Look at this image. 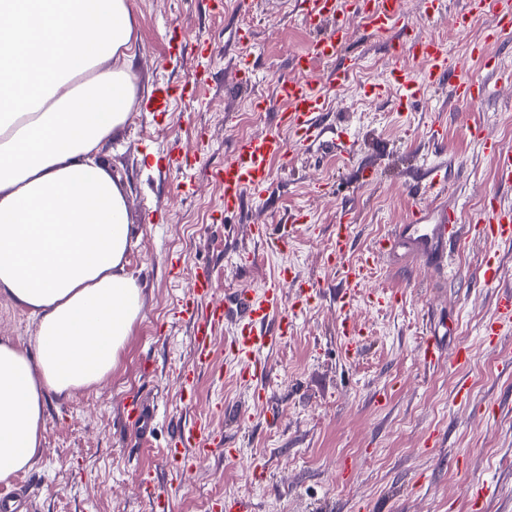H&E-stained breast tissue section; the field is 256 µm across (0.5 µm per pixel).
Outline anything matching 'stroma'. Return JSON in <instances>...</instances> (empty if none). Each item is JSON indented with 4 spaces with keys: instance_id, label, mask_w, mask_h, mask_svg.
I'll return each mask as SVG.
<instances>
[{
    "instance_id": "stroma-1",
    "label": "stroma",
    "mask_w": 512,
    "mask_h": 512,
    "mask_svg": "<svg viewBox=\"0 0 512 512\" xmlns=\"http://www.w3.org/2000/svg\"><path fill=\"white\" fill-rule=\"evenodd\" d=\"M223 2L215 12L207 0H130L137 100L103 161L128 196L135 244L126 271L143 288V310L103 383L48 396L40 455L21 473L31 512H153L155 490L172 499L174 512H212L227 497L250 501L254 512H366L370 504L377 512H512V371L505 367L512 328L493 343L483 334L499 295L512 291V242L464 234L441 276L381 255L349 307L337 297L345 270L420 201L424 165L447 170L448 204L463 224L483 220L491 200L512 209V186L498 182L496 158L484 147L493 140L512 148V86L496 85L484 66L489 56L512 68V38L487 47L484 58L472 56V42L495 15L486 12L463 31L456 24L461 0H447L423 31L446 43L460 72L493 84V94L472 109L439 85L404 102L387 88L389 50L353 21L345 53L356 69L346 86L329 90L320 120L349 155L316 143L293 146L290 164L273 163L269 188L248 193L241 210L228 214L211 172L239 138L274 129V112L243 107L293 76L292 57L315 33L299 0H249L246 8ZM174 24L207 40L206 58L170 52ZM239 27L255 34L249 48L231 37ZM186 80L195 83L190 94L173 95L163 115L146 112L158 86ZM435 122L439 144L428 135ZM174 143L193 158L180 171L161 163ZM345 209L355 217L352 247L335 263L333 228ZM255 224L287 232L284 247L255 241ZM490 259L501 269L494 283L482 275ZM203 267L215 302L232 303L242 289L263 299L285 268L312 297L287 341L262 352L266 376L248 383L229 349L239 321L228 316L210 369L196 374L187 402L181 375L193 364L192 327L176 318L175 305ZM346 319L362 331L359 352H349L340 334ZM444 323L447 355L426 366L421 342ZM36 329L29 311L0 298V339L30 351ZM458 348L469 352L467 365L455 364ZM463 383L469 392L461 396ZM132 394L158 410L146 442L123 416ZM197 418L234 453L214 451L169 482L170 437Z\"/></svg>"
}]
</instances>
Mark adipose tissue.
Instances as JSON below:
<instances>
[{
	"label": "adipose tissue",
	"instance_id": "1",
	"mask_svg": "<svg viewBox=\"0 0 512 512\" xmlns=\"http://www.w3.org/2000/svg\"><path fill=\"white\" fill-rule=\"evenodd\" d=\"M129 0H0V297L38 319L0 340V483L32 466L48 394L102 383L142 309L124 189L102 162L136 99Z\"/></svg>",
	"mask_w": 512,
	"mask_h": 512
}]
</instances>
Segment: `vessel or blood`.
Masks as SVG:
<instances>
[{
	"mask_svg": "<svg viewBox=\"0 0 512 512\" xmlns=\"http://www.w3.org/2000/svg\"><path fill=\"white\" fill-rule=\"evenodd\" d=\"M303 20L318 35L310 49L297 55V70L311 72L315 62H332L328 84L307 80H284L276 87L275 101L284 108L276 115L275 130L238 139L223 165L212 172L215 181L223 186L224 209H239L247 192L267 188L272 178L273 160L286 161L291 157V146L283 138V131L293 132L300 141H322L324 132L318 118L327 108L326 86H344L352 74L355 63L343 55L350 30V16H360L367 33L375 40L386 43L396 51V62L391 78L402 92L403 100L417 97L424 84L448 82L457 100L475 105L483 103L491 94V88L482 81L458 73L448 56L447 47L423 35L419 26L412 22L401 8L402 0H303ZM498 19L485 39L499 42L512 38V0H497ZM423 66V78H416L414 69ZM272 101V102H275ZM271 101L254 99L255 108L270 109ZM423 179L428 186L431 200L416 204L410 209L407 223L399 225L394 233L381 239L378 252L405 250L422 256L439 270L448 268V249L458 237V215L449 209L443 195L448 183L446 169L431 166L425 169ZM476 230L484 239L512 240V210H489L488 216ZM209 278L198 272L188 296L176 307L178 318L186 320L193 329L195 359L193 372H200L210 364L212 334L223 323L227 310L223 304L208 303ZM241 328L230 342L231 351L247 358L248 364L241 372L242 380L255 379L264 371L257 357L261 351L288 333V319L271 323L270 314L281 307L282 297L278 289H268L264 301H254L248 293L235 298ZM512 323V292L501 294L496 316L490 321L485 333L497 338L501 324ZM128 423L140 432H148L154 419V409L136 396L128 397L123 406ZM219 439L201 421H193L180 428L171 440L168 459L174 475H181L194 459L207 456L222 446Z\"/></svg>",
	"mask_w": 512,
	"mask_h": 512,
	"instance_id": "vessel-or-blood-1",
	"label": "vessel or blood"
}]
</instances>
